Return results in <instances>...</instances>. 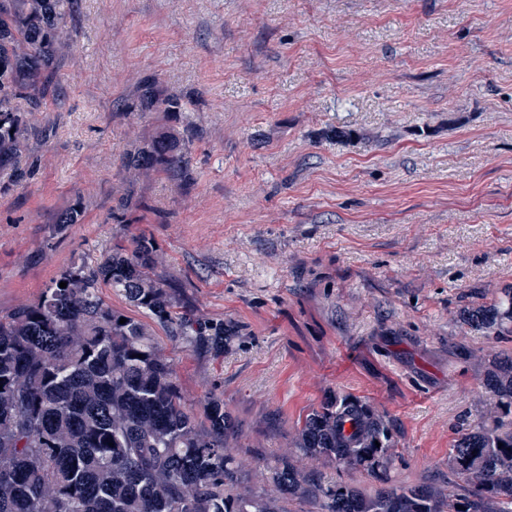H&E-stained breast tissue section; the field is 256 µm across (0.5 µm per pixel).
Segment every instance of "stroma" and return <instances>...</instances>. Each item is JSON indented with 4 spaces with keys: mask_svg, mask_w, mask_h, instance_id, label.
Returning a JSON list of instances; mask_svg holds the SVG:
<instances>
[{
    "mask_svg": "<svg viewBox=\"0 0 512 512\" xmlns=\"http://www.w3.org/2000/svg\"><path fill=\"white\" fill-rule=\"evenodd\" d=\"M74 24L34 175L0 191V313L152 236L224 352L154 336L187 407L223 398L250 485L306 466L295 430L337 395L393 422L390 483L446 481L512 356L460 318L512 287V0H81ZM148 82L180 110L141 111ZM164 132L181 174L124 169Z\"/></svg>",
    "mask_w": 512,
    "mask_h": 512,
    "instance_id": "stroma-1",
    "label": "stroma"
}]
</instances>
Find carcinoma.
Wrapping results in <instances>:
<instances>
[{
	"instance_id": "1",
	"label": "carcinoma",
	"mask_w": 512,
	"mask_h": 512,
	"mask_svg": "<svg viewBox=\"0 0 512 512\" xmlns=\"http://www.w3.org/2000/svg\"><path fill=\"white\" fill-rule=\"evenodd\" d=\"M81 0H0V171L22 165L30 116L56 100L62 53L78 38ZM144 111L174 112L179 101L153 85ZM183 145L161 136L128 155L127 170L178 173ZM156 244L146 235L102 259L62 269L40 296L0 315V512H284L266 490L242 486L243 465L226 448L224 399L187 408L171 361L141 319L112 308L102 289L190 345L224 350V323L180 310L155 277ZM65 282L67 286L59 287ZM126 319L120 323V319ZM473 330L512 336V287L461 314ZM490 407L464 424L451 448L448 485H390L373 493L291 459L258 468L282 495L319 512H512V357L483 379ZM114 446H109V443ZM394 432L367 401L337 396L309 414L297 448L314 461L388 481Z\"/></svg>"
}]
</instances>
